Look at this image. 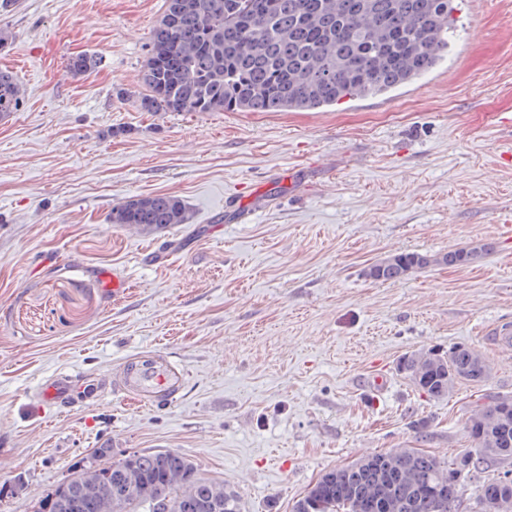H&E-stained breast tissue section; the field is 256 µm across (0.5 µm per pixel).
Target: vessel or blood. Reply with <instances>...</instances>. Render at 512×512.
Masks as SVG:
<instances>
[{"mask_svg":"<svg viewBox=\"0 0 512 512\" xmlns=\"http://www.w3.org/2000/svg\"><path fill=\"white\" fill-rule=\"evenodd\" d=\"M184 381L183 370L166 356L138 353L124 361L113 389L143 403L170 402L180 394Z\"/></svg>","mask_w":512,"mask_h":512,"instance_id":"obj_1","label":"vessel or blood"}]
</instances>
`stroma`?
I'll list each match as a JSON object with an SVG mask.
<instances>
[{
    "label": "stroma",
    "instance_id": "stroma-1",
    "mask_svg": "<svg viewBox=\"0 0 512 512\" xmlns=\"http://www.w3.org/2000/svg\"><path fill=\"white\" fill-rule=\"evenodd\" d=\"M164 0H17L0 68L24 111L0 119V512H35L103 443L178 450L244 512H292L326 470L399 448L448 462L479 405L512 398V0H468L434 72L322 112H144L140 76ZM85 52L101 66L75 77ZM190 223H109L136 195ZM488 244L395 283L399 252ZM125 280L112 298L99 275ZM465 345L490 367L432 399L405 354ZM159 352L186 382L144 406L119 365ZM79 375L71 403L40 387ZM382 386H373L374 376ZM428 422L425 436L412 423Z\"/></svg>",
    "mask_w": 512,
    "mask_h": 512
}]
</instances>
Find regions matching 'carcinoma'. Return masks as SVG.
Wrapping results in <instances>:
<instances>
[{
  "mask_svg": "<svg viewBox=\"0 0 512 512\" xmlns=\"http://www.w3.org/2000/svg\"><path fill=\"white\" fill-rule=\"evenodd\" d=\"M466 0H166L141 71L144 112H304L342 100L377 98L433 72L448 59L463 29ZM89 54L70 57L80 76L98 67ZM15 77L0 70V118L21 111ZM182 199L130 197L112 209V224L153 232L186 224ZM483 246L428 255L388 256L366 270L397 282L431 266L467 265ZM422 368L404 357L401 372L428 397L448 396L460 381L482 382L488 366L473 350L437 353ZM479 454L450 462L416 448L380 452L322 473L293 512H437L432 493L445 492L443 512H458L461 481L482 466L512 459V399L483 405L469 422ZM123 458L112 466L78 461L71 477L46 495L37 512H242L224 484L198 473L178 450L129 452L104 444L94 456ZM512 501V478L479 482L478 512L494 493Z\"/></svg>",
  "mask_w": 512,
  "mask_h": 512,
  "instance_id": "cac0c4a2",
  "label": "carcinoma"
}]
</instances>
